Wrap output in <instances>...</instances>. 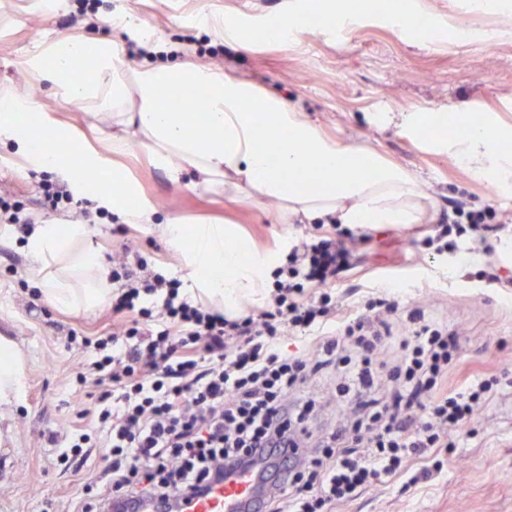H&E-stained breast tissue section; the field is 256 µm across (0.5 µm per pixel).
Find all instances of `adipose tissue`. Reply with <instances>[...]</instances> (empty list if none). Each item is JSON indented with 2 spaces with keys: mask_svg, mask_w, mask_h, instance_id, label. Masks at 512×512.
I'll use <instances>...</instances> for the list:
<instances>
[{
  "mask_svg": "<svg viewBox=\"0 0 512 512\" xmlns=\"http://www.w3.org/2000/svg\"><path fill=\"white\" fill-rule=\"evenodd\" d=\"M51 67L41 55L22 65L52 81L63 101L92 109L123 103L137 92L141 106L137 121L151 163L168 170L172 179L190 186H212L224 179L243 178L260 196L284 203L303 223L343 224L366 228L380 224L407 225L421 218L418 183L397 166L383 163L369 148L342 146L322 137L302 113L275 99L259 102L261 115L244 111L252 99L247 83L196 66L157 65L139 70L126 80L119 45L99 40L56 47ZM207 91L205 120L187 112H167L159 92L177 88ZM33 101L0 90V139L15 145L20 155L39 168L64 177L95 175L99 157L84 152L79 169L68 165L73 142L68 131L46 119L51 137L41 147L27 131L10 124L6 116L32 109ZM512 141V127L493 119H473L464 136L446 135L441 148L457 158L477 180L512 181V153L503 143ZM170 246L183 258L191 298L210 302L224 311L239 312L243 302L256 299L278 266V256L259 250L233 224H193L170 220L165 226ZM82 224L36 225L26 251L33 270L45 273V303L77 311L100 305L109 297L103 288L108 271L95 256L73 247L85 237ZM94 271L99 287L75 288L72 271ZM25 358L12 339L0 336V416L8 415L23 398Z\"/></svg>",
  "mask_w": 512,
  "mask_h": 512,
  "instance_id": "ef3b65f1",
  "label": "adipose tissue"
}]
</instances>
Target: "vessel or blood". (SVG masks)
<instances>
[{
    "label": "vessel or blood",
    "mask_w": 512,
    "mask_h": 512,
    "mask_svg": "<svg viewBox=\"0 0 512 512\" xmlns=\"http://www.w3.org/2000/svg\"><path fill=\"white\" fill-rule=\"evenodd\" d=\"M261 480L247 471L231 482L215 486L208 494L190 498L185 512H257Z\"/></svg>",
    "instance_id": "b4317fda"
}]
</instances>
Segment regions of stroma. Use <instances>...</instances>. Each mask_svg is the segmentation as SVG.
<instances>
[{"mask_svg": "<svg viewBox=\"0 0 512 512\" xmlns=\"http://www.w3.org/2000/svg\"><path fill=\"white\" fill-rule=\"evenodd\" d=\"M289 1L296 13L311 16V24L298 27L284 44L264 38V22L280 19ZM387 2L95 0L85 12L80 0H0V87L20 98L33 90L38 113L66 124L82 148L102 159L93 182L69 183L75 205L49 215L38 188L40 169L0 143V193L46 224L78 223V201L91 200L96 217L75 246L107 266L113 250L126 244L149 269L183 277L182 259L164 229L173 219L228 222L259 249L283 252L312 227L288 215L280 201L236 196L220 185L191 189L174 183L166 170L148 162L137 126L109 109L91 112L64 102L49 82L34 79L19 63L59 41L104 39L126 47L132 72L165 62L208 67L250 82L258 95L280 98L330 140L373 149L420 184L421 223L375 226L367 240L354 230L352 245L362 263L336 284L341 309L358 311L368 298L394 294L400 302L396 322L419 307L427 317L458 328L462 362L449 372V382L465 372H512V257L499 250L512 240V223L489 233V252L473 251L460 260L422 243L449 200L512 213V186L474 180L453 156L429 146L439 109L455 106L475 118L492 113L512 123V7L501 8L500 0H397L428 21L422 33L394 26ZM217 16L230 25L220 38L208 27ZM407 112L424 117L420 135L397 126ZM112 135L130 143L117 162L109 151ZM116 163L137 203L152 208V223L127 224L105 202L101 189L111 183ZM123 224L128 234L119 233ZM491 262L502 283L482 278ZM42 286L20 233L0 223V334L12 338L26 358V400L0 421V512H45L50 501L54 512H72L83 485L104 467L96 449L80 471L57 466L54 449L40 434L80 428L76 413L90 398L75 380L81 357L64 343L73 330L95 336L111 328V307L77 313L53 308L39 299ZM339 512H512V387L486 407L435 478L407 491L397 483L370 491Z\"/></svg>", "mask_w": 512, "mask_h": 512, "instance_id": "35a3bbf8", "label": "stroma"}]
</instances>
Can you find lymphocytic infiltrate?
<instances>
[{
  "mask_svg": "<svg viewBox=\"0 0 512 512\" xmlns=\"http://www.w3.org/2000/svg\"><path fill=\"white\" fill-rule=\"evenodd\" d=\"M497 221L496 210L455 204L423 243L455 254L464 242L485 244ZM355 262L344 232L329 225L289 246L263 309L231 319L192 304L179 280L148 272L129 247L113 251L111 329L72 333L65 344L85 356L78 383L98 390L80 412L96 432L45 436L63 464L102 451L97 492L75 512H140L146 502L183 512L188 497L246 467L261 470L262 512H336L367 490H406L440 474L443 453L503 389L502 375L449 387L457 332L416 309L407 333L393 337L394 297L341 316L331 289ZM310 331L311 352L283 350ZM325 374L339 417L331 426L319 425L323 402L308 389ZM283 448L298 454L280 461Z\"/></svg>",
  "mask_w": 512,
  "mask_h": 512,
  "instance_id": "1",
  "label": "lymphocytic infiltrate"
}]
</instances>
